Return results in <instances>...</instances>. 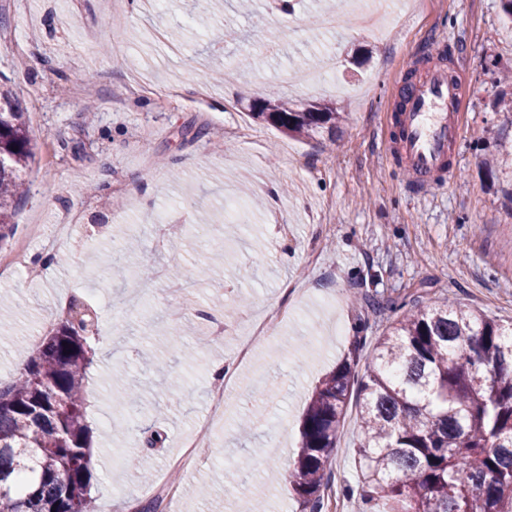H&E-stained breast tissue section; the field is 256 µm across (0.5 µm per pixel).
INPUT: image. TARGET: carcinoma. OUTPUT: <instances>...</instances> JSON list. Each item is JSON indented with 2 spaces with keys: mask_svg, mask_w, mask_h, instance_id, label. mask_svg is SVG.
<instances>
[{
  "mask_svg": "<svg viewBox=\"0 0 512 512\" xmlns=\"http://www.w3.org/2000/svg\"><path fill=\"white\" fill-rule=\"evenodd\" d=\"M217 0H200L195 27ZM252 110L315 138L347 120L327 103L257 99ZM21 100L0 90V244L15 233L33 138ZM87 325L63 322L17 377L0 383V512H93L84 379ZM367 375L337 364L312 391L290 474L302 512H322L332 452L352 396L361 497L369 512H512V325L444 301L406 310Z\"/></svg>",
  "mask_w": 512,
  "mask_h": 512,
  "instance_id": "obj_1",
  "label": "carcinoma"
}]
</instances>
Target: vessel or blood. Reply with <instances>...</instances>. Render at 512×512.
Returning <instances> with one entry per match:
<instances>
[{
	"label": "vessel or blood",
	"mask_w": 512,
	"mask_h": 512,
	"mask_svg": "<svg viewBox=\"0 0 512 512\" xmlns=\"http://www.w3.org/2000/svg\"><path fill=\"white\" fill-rule=\"evenodd\" d=\"M464 94V87L440 68L428 70L415 83L399 117L403 132L386 144L387 153L411 172L415 187L431 184L458 142V109Z\"/></svg>",
	"instance_id": "vessel-or-blood-1"
}]
</instances>
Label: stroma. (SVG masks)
<instances>
[{
	"mask_svg": "<svg viewBox=\"0 0 512 512\" xmlns=\"http://www.w3.org/2000/svg\"><path fill=\"white\" fill-rule=\"evenodd\" d=\"M196 0H0V78L28 107L36 157L18 202L9 253L44 251L28 227L74 224L66 262L37 278L0 274L11 313L0 334V381L13 379L60 324L71 298L94 313V362L85 380L93 435L95 512L172 494L168 512H300L271 468L292 470L303 413L317 382L347 355L365 374L400 303L451 300L512 321V23L500 0H303L290 15L224 0L208 31L184 38ZM337 17L336 27L322 23ZM288 29L286 43L269 32ZM461 47L469 89L449 172L417 191L387 156L395 103L408 72L447 64ZM336 57L328 88L297 86L290 73ZM222 68H212L213 58ZM339 101L349 119L338 139L307 140L251 115L257 98ZM209 128L206 137L199 128ZM247 208L241 230H193L199 208ZM182 225L164 237L158 228ZM140 241L125 277L112 244ZM183 254L173 293L161 270ZM187 307L182 335H165L171 306ZM272 313L273 339L240 363L228 390L229 420L211 418L196 474L176 470L178 441L210 416L211 368L235 356L238 333ZM226 331L213 336L209 318ZM164 372H156V364ZM181 389L170 393V378ZM138 387L137 409L115 393ZM357 408L349 406L332 455L323 512H362L347 487L361 481ZM251 415L250 434L236 422ZM166 434L152 448V431ZM136 457L142 480L124 465Z\"/></svg>",
	"mask_w": 512,
	"mask_h": 512,
	"instance_id": "stroma-1",
	"label": "stroma"
}]
</instances>
